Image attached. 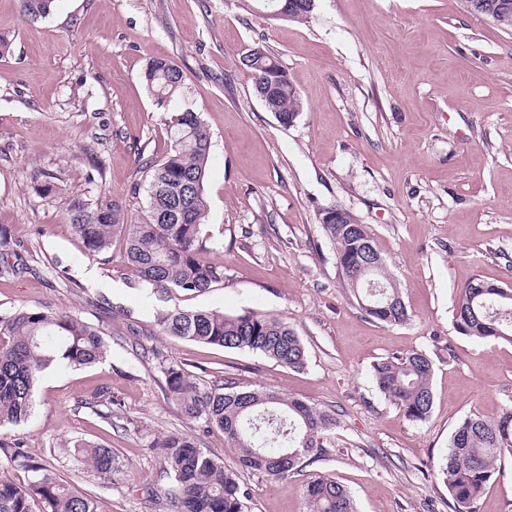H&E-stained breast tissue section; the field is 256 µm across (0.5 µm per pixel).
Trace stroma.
Masks as SVG:
<instances>
[{
	"instance_id": "stroma-1",
	"label": "stroma",
	"mask_w": 512,
	"mask_h": 512,
	"mask_svg": "<svg viewBox=\"0 0 512 512\" xmlns=\"http://www.w3.org/2000/svg\"><path fill=\"white\" fill-rule=\"evenodd\" d=\"M265 0H54L32 21L0 0V225L29 250L30 273L0 278V315L49 307L103 326L106 359L56 368L38 384L28 421L0 429L98 512H146L164 493V463L149 448L171 431L234 465L237 449L214 426L190 423L163 391L153 350L201 387L221 378L288 394L339 413L324 457L286 482L239 471L250 512H306L301 488L328 475L358 512H451L437 463L465 417L512 407V343L457 333L454 306L479 278L512 287V30L466 0H315L303 22L275 20ZM279 58L303 109L281 125L255 95L241 58ZM174 62L186 94L157 108L142 80L149 59ZM198 112L211 135L205 182L211 260L223 286L174 293L185 309L254 310L292 326L308 362L291 370L262 355L173 340L153 326L158 295L127 282L123 245L87 257L68 196L92 191L142 223L140 169L162 158L166 121ZM63 180L39 198L42 172ZM339 209L366 224L409 319L374 320L343 288L336 247L322 229ZM95 269V279L85 272ZM425 352L433 406L416 423L379 392L374 361ZM109 389L103 421L86 401ZM111 448L119 468L97 474L67 440ZM478 512H512L504 459Z\"/></svg>"
}]
</instances>
